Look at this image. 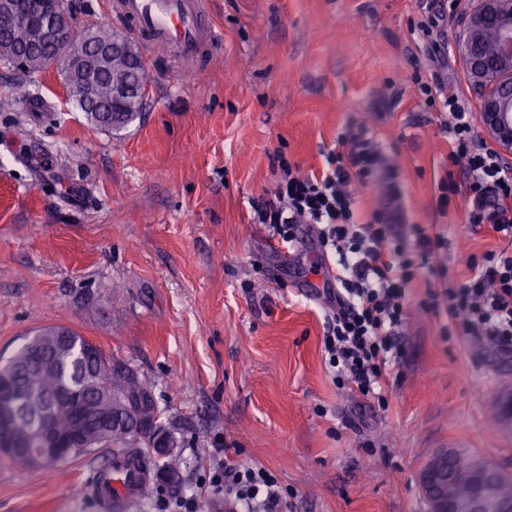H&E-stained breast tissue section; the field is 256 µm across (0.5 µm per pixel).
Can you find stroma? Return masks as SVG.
Wrapping results in <instances>:
<instances>
[{
	"label": "stroma",
	"mask_w": 512,
	"mask_h": 512,
	"mask_svg": "<svg viewBox=\"0 0 512 512\" xmlns=\"http://www.w3.org/2000/svg\"><path fill=\"white\" fill-rule=\"evenodd\" d=\"M442 2L210 0L222 41L186 68L146 57V109L118 135L85 120L56 67L0 63V364L34 331L65 326L137 369L177 427L182 481L165 496H197L199 512L224 501L208 484L223 446L272 471L283 512H428L417 475L442 448L512 472V423L494 412L512 390V349L427 307L463 260L502 244L471 228L466 196L438 206L448 115L418 98L413 73L479 110L455 46L471 4ZM425 13L446 51L412 35ZM21 84L48 111H24ZM348 132L380 152L356 188L362 210L397 190L398 224L448 241L407 291L384 408L332 382L324 300L294 282L321 252L284 263L252 221L273 188L270 153L316 174ZM109 460L106 448L48 470L0 460V512H96L90 490Z\"/></svg>",
	"instance_id": "obj_1"
}]
</instances>
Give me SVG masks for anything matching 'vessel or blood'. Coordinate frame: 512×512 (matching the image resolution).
Returning a JSON list of instances; mask_svg holds the SVG:
<instances>
[{"label":"vessel or blood","mask_w":512,"mask_h":512,"mask_svg":"<svg viewBox=\"0 0 512 512\" xmlns=\"http://www.w3.org/2000/svg\"><path fill=\"white\" fill-rule=\"evenodd\" d=\"M210 0H110L114 24L126 26L150 53L180 63L201 58L221 31L210 19ZM148 469L142 456L119 458L93 490L99 512H129L141 497Z\"/></svg>","instance_id":"1"}]
</instances>
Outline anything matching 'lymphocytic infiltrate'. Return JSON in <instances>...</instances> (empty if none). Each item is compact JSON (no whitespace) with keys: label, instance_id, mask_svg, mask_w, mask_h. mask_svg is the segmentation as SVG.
<instances>
[{"label":"lymphocytic infiltrate","instance_id":"f902f5d3","mask_svg":"<svg viewBox=\"0 0 512 512\" xmlns=\"http://www.w3.org/2000/svg\"><path fill=\"white\" fill-rule=\"evenodd\" d=\"M418 95L428 107L448 115L450 173L439 183L440 203L463 194L470 202L468 220L486 225L507 246L468 260V274L459 287L431 290L437 313L501 347L512 346V173L486 144L478 142L470 112L457 91L436 80L414 77ZM377 153L368 139L355 136L346 151H328L320 176L302 177L283 155L272 157L280 181L254 217L271 225L281 242L293 243L300 225L312 228L323 255L335 256L325 316L324 348L337 388L376 397L382 394L392 361L401 355L400 331L407 320L406 290L418 269L445 249L443 235L421 225L405 243L388 210L363 216L351 191L353 183H369ZM463 180H456L454 168ZM225 498L245 505L248 512H271L282 496L276 477L264 466L245 465L238 451L228 448L211 478Z\"/></svg>","mask_w":512,"mask_h":512}]
</instances>
